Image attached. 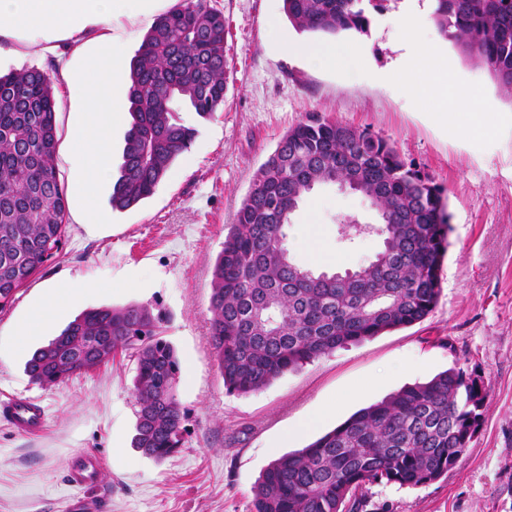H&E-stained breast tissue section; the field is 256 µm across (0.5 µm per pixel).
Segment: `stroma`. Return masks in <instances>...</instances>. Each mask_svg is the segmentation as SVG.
Masks as SVG:
<instances>
[{"mask_svg": "<svg viewBox=\"0 0 512 512\" xmlns=\"http://www.w3.org/2000/svg\"><path fill=\"white\" fill-rule=\"evenodd\" d=\"M228 30L224 103L207 117L182 110L195 128L191 147L154 193L135 207L113 209L111 180L101 182V224L77 223L79 179L68 134L82 114L54 86L56 168L67 200L65 238L57 257L0 313V401L17 396L46 409L43 434L28 435L0 419V512H70L74 498L106 497V512H253V487L279 456L304 448L357 410L451 367L474 379L484 396L481 424L446 477L418 486L368 485L362 512H512V89L471 65L446 40L459 92L476 95L498 123L490 142L461 139L431 124L438 95L423 91L418 67L400 71L403 33L394 20L408 0H387L368 34H344L361 61L312 67L269 33L278 20L301 42L283 0H208ZM421 88L411 100L405 84ZM370 128L401 157L448 191V253L441 292L420 324L383 333L284 374L264 389L227 392L209 339L212 268L252 179L279 138L309 113ZM317 211L301 204L289 239L314 219L316 237L341 272L373 260L376 235L343 242L339 222L355 215L375 223L362 196L336 185L316 187ZM63 278L85 286L47 331L54 338L83 311L144 304L161 317L180 365L178 398L186 414L184 445L158 462L132 446L136 425L135 364L126 358L90 369L51 389L24 370L29 349H15L12 328L30 303ZM304 434L295 427L310 417ZM81 452L105 464L97 485L71 486L66 464Z\"/></svg>", "mask_w": 512, "mask_h": 512, "instance_id": "35a3bbf8", "label": "stroma"}]
</instances>
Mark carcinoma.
<instances>
[{"instance_id":"cac0c4a2","label":"carcinoma","mask_w":512,"mask_h":512,"mask_svg":"<svg viewBox=\"0 0 512 512\" xmlns=\"http://www.w3.org/2000/svg\"><path fill=\"white\" fill-rule=\"evenodd\" d=\"M384 0H283L300 33L366 34ZM440 35L468 61L512 88V0H436ZM224 14L183 0L160 15L129 65L131 117L115 209L150 197L196 129L175 115L186 101L200 116L224 103ZM56 101L47 73L0 74V311L61 249L66 201L55 166ZM368 199L382 246L374 260L339 277L294 263L292 214L319 184ZM448 195L368 128L318 114L288 130L256 171L212 273L210 336L224 387L246 395L337 348L425 320L440 294L448 250ZM136 361L133 446L157 461L183 446L179 363L159 319L143 305L79 314L25 368L55 387L108 363ZM485 396L451 367L362 408L305 448L271 462L253 488L255 512H360L361 492L385 481L417 487L448 474L474 437Z\"/></svg>"}]
</instances>
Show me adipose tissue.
<instances>
[{"label":"adipose tissue","mask_w":512,"mask_h":512,"mask_svg":"<svg viewBox=\"0 0 512 512\" xmlns=\"http://www.w3.org/2000/svg\"><path fill=\"white\" fill-rule=\"evenodd\" d=\"M157 0H0V55H31L55 67L63 88L82 101L85 118L69 137L70 157L80 174L81 219L95 223L100 183L109 178L110 134L126 120L123 90L128 83L124 44L113 27L123 18L152 15ZM408 53L425 74L424 89L443 100L432 113L434 125L466 139L483 140L491 129L476 99L448 89V66L435 43H422L430 21L424 12L403 17ZM83 291L67 280L56 283L32 304L13 327L16 347L51 326L56 315Z\"/></svg>","instance_id":"ef3b65f1"}]
</instances>
